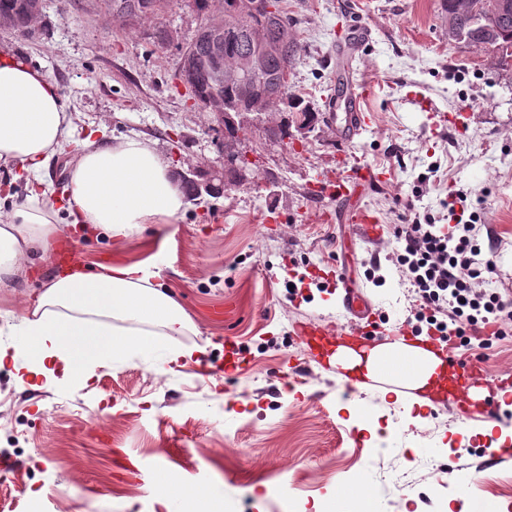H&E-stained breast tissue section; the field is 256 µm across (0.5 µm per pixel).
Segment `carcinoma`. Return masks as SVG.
<instances>
[{
	"mask_svg": "<svg viewBox=\"0 0 512 512\" xmlns=\"http://www.w3.org/2000/svg\"><path fill=\"white\" fill-rule=\"evenodd\" d=\"M224 2V27L232 33L224 36V68L237 64L240 58L253 53L255 46L242 39L238 30H261L266 39L275 45L266 55L264 69L255 77L250 88L240 90L234 85H224V100L234 104L236 110L244 111L250 104L265 95L273 87L271 80L288 73V68L300 54L301 47L294 33L288 14L282 7L283 0H222ZM460 0H442L445 21L448 22V39L465 42L473 46H494L503 51H512V9L496 17L491 26L483 24L493 0H468L469 8L462 11ZM273 6L285 25L272 20L265 11V5ZM0 17L11 21L13 29L31 33L41 14L34 8V0H0ZM209 47L203 40L197 41L192 55L199 65L188 72L190 86L188 93L196 92L202 97L210 94L213 88L212 68L208 64ZM282 105L291 112H305L313 115V109L304 99L283 87Z\"/></svg>",
	"mask_w": 512,
	"mask_h": 512,
	"instance_id": "1",
	"label": "carcinoma"
}]
</instances>
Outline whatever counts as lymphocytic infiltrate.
<instances>
[{
	"instance_id": "1",
	"label": "lymphocytic infiltrate",
	"mask_w": 512,
	"mask_h": 512,
	"mask_svg": "<svg viewBox=\"0 0 512 512\" xmlns=\"http://www.w3.org/2000/svg\"><path fill=\"white\" fill-rule=\"evenodd\" d=\"M466 200L460 190L441 199L446 223L411 217L394 227L401 244L394 259L415 294V317L426 320L433 335L464 347L468 332L486 327L502 336L512 326V297L484 287L497 273V254L484 249L477 213L462 210Z\"/></svg>"
}]
</instances>
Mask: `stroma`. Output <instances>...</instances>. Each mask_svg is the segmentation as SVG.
<instances>
[{
	"label": "stroma",
	"instance_id": "35a3bbf8",
	"mask_svg": "<svg viewBox=\"0 0 512 512\" xmlns=\"http://www.w3.org/2000/svg\"><path fill=\"white\" fill-rule=\"evenodd\" d=\"M301 46L288 72L293 94L317 115L307 133L290 112L251 115L234 148L247 181L218 197L188 200L174 223L126 237L66 233L32 256L27 280L0 288V343L61 273V249L80 271L150 264L194 322L166 335L157 323L144 353L107 359L87 383L19 385L0 365V455L17 467L0 480V512H166L165 477L200 491L196 512H512V458L485 455L505 426L512 396L473 400L468 411L417 406L399 379L376 377L348 392L336 368L307 355L300 323L354 325L337 301L342 269L374 308L378 339L411 331L413 294L391 257L392 227L407 204L440 217L447 189L491 232L498 274L512 290V58L449 40L441 0H284ZM201 17L171 0L163 18L122 21L105 0H50L34 36L0 28V45L42 68L62 90L78 134L155 142L176 174L222 165L224 125L193 106L174 72ZM169 24L173 40L158 45ZM363 26L371 46L346 54L337 32ZM344 76L370 91V125L337 141L323 113ZM458 119L435 122L415 96ZM359 163L385 173L354 204L384 226L372 242L335 219L318 186ZM300 276L288 288L290 274ZM193 358L166 365L178 349ZM479 362L486 380L512 378V334L454 350L449 375ZM377 429L382 443L371 442Z\"/></svg>",
	"mask_w": 512,
	"mask_h": 512
}]
</instances>
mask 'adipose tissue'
Segmentation results:
<instances>
[{
    "instance_id": "1",
    "label": "adipose tissue",
    "mask_w": 512,
    "mask_h": 512,
    "mask_svg": "<svg viewBox=\"0 0 512 512\" xmlns=\"http://www.w3.org/2000/svg\"><path fill=\"white\" fill-rule=\"evenodd\" d=\"M71 145L78 160L66 202L58 207L49 198L51 187L40 170ZM0 161L16 164L27 175L26 196L0 214V278H25L30 250H47L65 228L126 236L142 224L170 223L185 205L170 163L150 142L75 139L58 85L9 51H0ZM151 277L149 265L136 263L45 281L17 329L25 347L1 346L0 361L12 359L21 378L86 382L103 356L153 346L148 339L113 340L111 332L92 326L87 314L130 316L181 333L192 324L189 315L170 294L152 287ZM403 360L414 366L406 382L414 390L433 388L446 372L438 352L400 341L379 344L364 357L347 348L335 354L338 365L370 375L380 362Z\"/></svg>"
}]
</instances>
